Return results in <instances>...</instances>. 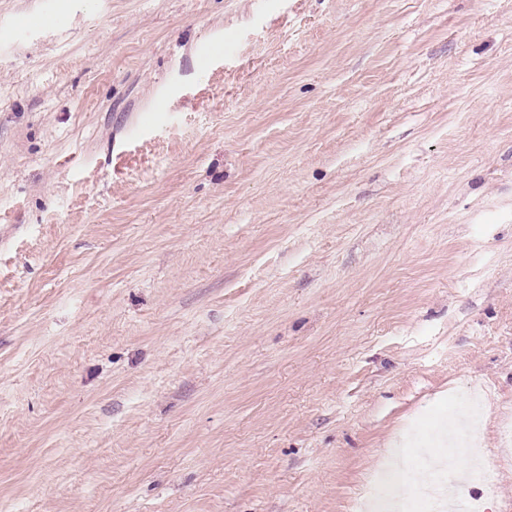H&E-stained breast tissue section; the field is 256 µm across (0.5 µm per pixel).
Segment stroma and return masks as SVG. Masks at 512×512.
<instances>
[{
  "label": "stroma",
  "mask_w": 512,
  "mask_h": 512,
  "mask_svg": "<svg viewBox=\"0 0 512 512\" xmlns=\"http://www.w3.org/2000/svg\"><path fill=\"white\" fill-rule=\"evenodd\" d=\"M478 386L512 512V0H0V512H352Z\"/></svg>",
  "instance_id": "1"
}]
</instances>
